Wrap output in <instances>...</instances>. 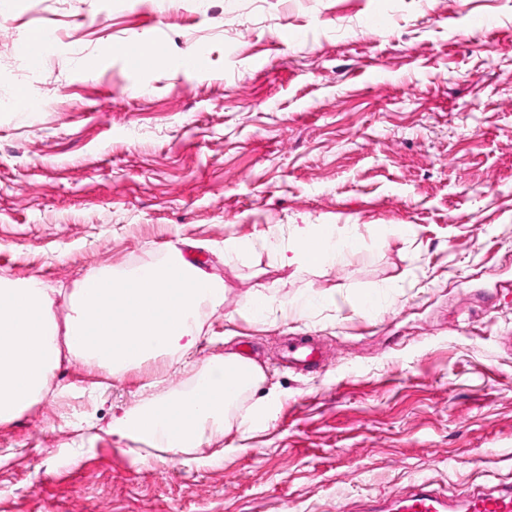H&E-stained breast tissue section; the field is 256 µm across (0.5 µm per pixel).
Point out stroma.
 <instances>
[{
    "mask_svg": "<svg viewBox=\"0 0 512 512\" xmlns=\"http://www.w3.org/2000/svg\"><path fill=\"white\" fill-rule=\"evenodd\" d=\"M41 28L58 42L34 65ZM142 44L157 60L130 69ZM303 224L355 236L352 262L276 264ZM229 236L250 248L228 261ZM171 244L227 287L199 359L258 362L267 422L142 458L113 414L191 371L62 360L0 424V512H360L420 480L512 482V0H0V270L58 289L62 316L88 271ZM256 288L319 300L257 324ZM292 336L326 361L284 367Z\"/></svg>",
    "mask_w": 512,
    "mask_h": 512,
    "instance_id": "35a3bbf8",
    "label": "stroma"
}]
</instances>
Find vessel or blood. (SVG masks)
<instances>
[{"label":"vessel or blood","mask_w":512,"mask_h":512,"mask_svg":"<svg viewBox=\"0 0 512 512\" xmlns=\"http://www.w3.org/2000/svg\"><path fill=\"white\" fill-rule=\"evenodd\" d=\"M283 358L288 366L302 369L318 365L322 352L316 342L300 337L288 343ZM365 512H512V483L476 488L464 500L454 503L432 483L421 480L392 502L369 505Z\"/></svg>","instance_id":"vessel-or-blood-1"}]
</instances>
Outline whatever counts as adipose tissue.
Returning <instances> with one entry per match:
<instances>
[{
    "mask_svg": "<svg viewBox=\"0 0 512 512\" xmlns=\"http://www.w3.org/2000/svg\"><path fill=\"white\" fill-rule=\"evenodd\" d=\"M354 241L337 239L327 226L308 224L274 252L283 265L325 267L347 263ZM223 279L187 262L178 248L163 260L121 274L92 270L76 281L65 319H58L53 291L38 278L22 281L0 273V423H8L43 398L63 357L118 376L149 363L159 370L190 366L186 391L151 393L134 409L113 418L112 434L133 453L174 456L202 447L229 431L247 434L265 421L269 395L249 407L243 397L265 381L262 368L234 353L196 363L211 308L224 302ZM312 298L275 305L257 288L244 307L262 323L273 311L306 315Z\"/></svg>",
    "mask_w": 512,
    "mask_h": 512,
    "instance_id": "ef3b65f1",
    "label": "adipose tissue"
}]
</instances>
